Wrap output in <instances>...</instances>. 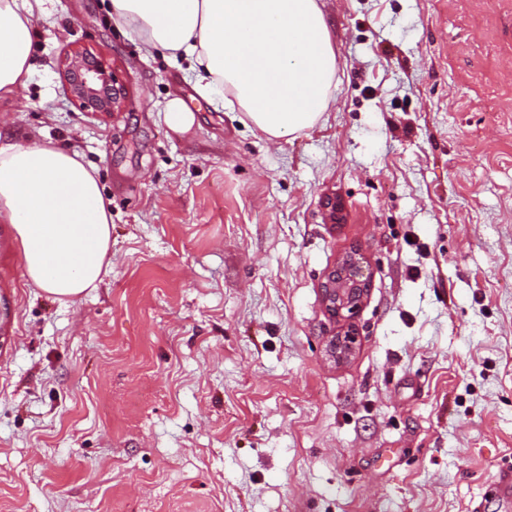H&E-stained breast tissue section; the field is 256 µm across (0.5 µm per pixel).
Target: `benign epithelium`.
Returning a JSON list of instances; mask_svg holds the SVG:
<instances>
[{
  "label": "benign epithelium",
  "mask_w": 512,
  "mask_h": 512,
  "mask_svg": "<svg viewBox=\"0 0 512 512\" xmlns=\"http://www.w3.org/2000/svg\"><path fill=\"white\" fill-rule=\"evenodd\" d=\"M59 74L79 111L110 115L123 110L127 89L96 53L84 48L69 51L60 62ZM368 287V274L351 254L328 272L321 291L333 318L349 321L360 308Z\"/></svg>",
  "instance_id": "benign-epithelium-1"
}]
</instances>
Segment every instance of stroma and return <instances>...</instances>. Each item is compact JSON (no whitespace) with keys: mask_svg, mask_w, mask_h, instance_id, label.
I'll return each instance as SVG.
<instances>
[{"mask_svg":"<svg viewBox=\"0 0 512 512\" xmlns=\"http://www.w3.org/2000/svg\"><path fill=\"white\" fill-rule=\"evenodd\" d=\"M319 4L332 98L273 142L104 0H34L0 135L96 171L112 265L61 303L0 228V512H506L512 0ZM75 46L127 86L123 111L69 102ZM174 97L187 129L165 121ZM353 249L370 287L340 360L321 284ZM165 119L170 128L178 130L193 122V115L189 112L181 98H171L165 109Z\"/></svg>","mask_w":512,"mask_h":512,"instance_id":"obj_1","label":"stroma"}]
</instances>
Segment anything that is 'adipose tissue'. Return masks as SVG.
Returning <instances> with one entry per match:
<instances>
[{"mask_svg":"<svg viewBox=\"0 0 512 512\" xmlns=\"http://www.w3.org/2000/svg\"><path fill=\"white\" fill-rule=\"evenodd\" d=\"M117 26L146 51L196 72L244 123L276 141L315 127L336 78L318 0H109ZM29 0H0V97L32 73ZM0 223L11 225L28 287L75 301L112 263V215L77 152L0 141Z\"/></svg>","mask_w":512,"mask_h":512,"instance_id":"adipose-tissue-1","label":"adipose tissue"}]
</instances>
